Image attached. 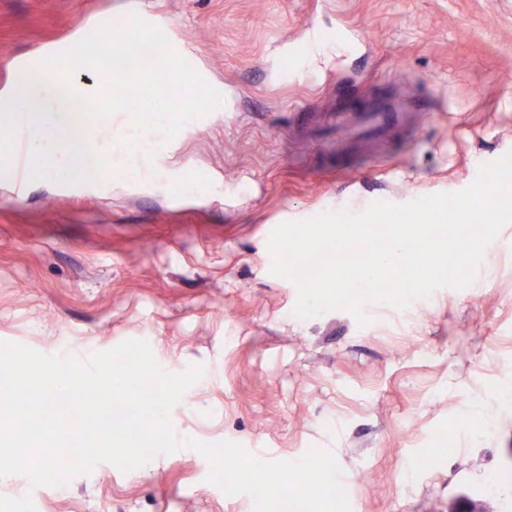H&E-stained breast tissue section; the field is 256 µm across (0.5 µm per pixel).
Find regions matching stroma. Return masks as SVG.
<instances>
[{
    "label": "stroma",
    "mask_w": 512,
    "mask_h": 512,
    "mask_svg": "<svg viewBox=\"0 0 512 512\" xmlns=\"http://www.w3.org/2000/svg\"><path fill=\"white\" fill-rule=\"evenodd\" d=\"M163 17L224 96L161 133L93 122L107 185L0 177V341L91 358L128 339L202 378L171 411L177 437L295 461L331 450L361 512H503L478 479L512 473V224L474 283L403 310L366 301L294 316L266 228L470 186L512 150V0H0V85L23 57L88 27ZM397 121L358 135L365 113ZM197 451L63 486L0 477V512H256L208 482Z\"/></svg>",
    "instance_id": "obj_1"
}]
</instances>
